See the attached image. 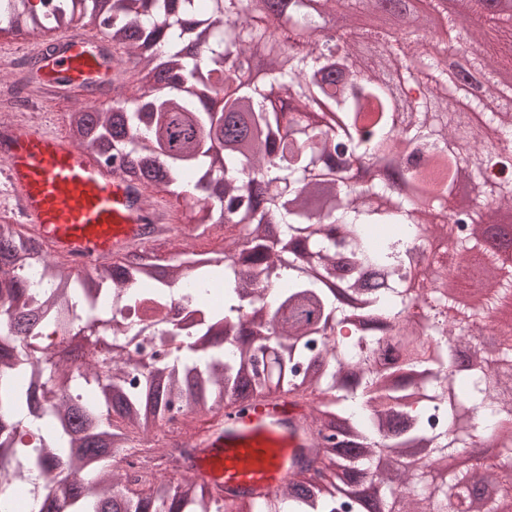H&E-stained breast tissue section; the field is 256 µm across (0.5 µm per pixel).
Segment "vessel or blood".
Returning <instances> with one entry per match:
<instances>
[{
    "mask_svg": "<svg viewBox=\"0 0 512 512\" xmlns=\"http://www.w3.org/2000/svg\"><path fill=\"white\" fill-rule=\"evenodd\" d=\"M101 33L59 32L52 43L28 40L39 61L36 80L46 102L59 92L94 85L112 69L99 45ZM0 175L35 238L77 264L94 265L144 244L173 223L163 201L115 174L89 149L75 146L33 120L0 126ZM193 468L227 489L269 492L312 440L299 408L259 405L196 438Z\"/></svg>",
    "mask_w": 512,
    "mask_h": 512,
    "instance_id": "1",
    "label": "vessel or blood"
}]
</instances>
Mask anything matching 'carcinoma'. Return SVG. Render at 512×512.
Returning <instances> with one entry per match:
<instances>
[{
	"label": "carcinoma",
	"mask_w": 512,
	"mask_h": 512,
	"mask_svg": "<svg viewBox=\"0 0 512 512\" xmlns=\"http://www.w3.org/2000/svg\"><path fill=\"white\" fill-rule=\"evenodd\" d=\"M102 0H0L12 28L69 27ZM255 0H114L104 35L131 66L119 72L112 107L70 114L77 143L112 160L122 178L170 195L203 192L212 223L178 227L188 238L239 230L222 251L161 260L141 246L82 276L64 271L33 236L0 224V501L17 483L29 512H497L464 473L425 485L409 469L491 441L483 486L512 492V336L488 348L471 336L482 311L459 309L433 283L408 287L426 243L448 228L459 258L480 246L499 209L512 204V89L500 59L455 42L463 69L492 98L485 128L460 138L441 72L400 92L399 71H366L350 59L353 32L316 36L301 0H268L288 15L278 33ZM329 13L378 0H323ZM396 50L387 32H363ZM248 54L268 60L255 81L234 70ZM152 82L136 97L135 74ZM464 179L485 186L473 207L448 210ZM498 281L487 310L512 297ZM77 336L81 365L59 357ZM149 336L181 345L129 380L140 362L129 345ZM467 373V387L455 377ZM102 399L87 402L88 387ZM288 402L304 420L322 470L300 467L273 493H229L198 483L182 449L213 423L254 404ZM140 471L112 472L118 454ZM66 475L52 485L45 476ZM177 481L165 479L166 474Z\"/></svg>",
	"instance_id": "obj_1"
}]
</instances>
